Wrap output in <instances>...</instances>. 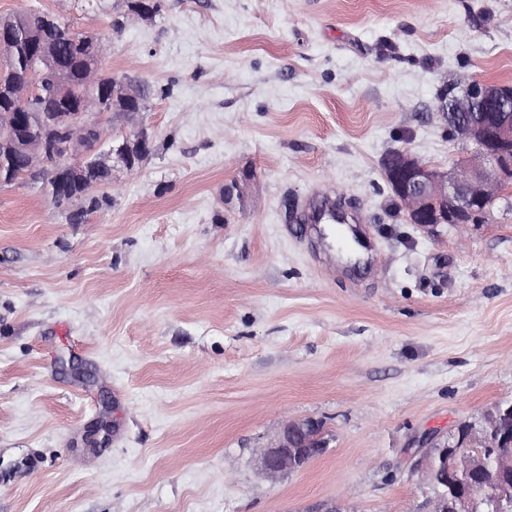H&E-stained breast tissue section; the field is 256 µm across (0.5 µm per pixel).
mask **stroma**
Instances as JSON below:
<instances>
[{
  "mask_svg": "<svg viewBox=\"0 0 512 512\" xmlns=\"http://www.w3.org/2000/svg\"><path fill=\"white\" fill-rule=\"evenodd\" d=\"M160 3L117 30L125 0H0L99 35L155 144L80 224L0 186V512H412L420 437L512 401V205L422 228L383 163L465 156L436 98L512 83V0ZM321 189L370 267L296 217ZM306 419L326 452L267 480L256 448Z\"/></svg>",
  "mask_w": 512,
  "mask_h": 512,
  "instance_id": "35a3bbf8",
  "label": "stroma"
}]
</instances>
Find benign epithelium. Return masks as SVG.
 Returning <instances> with one entry per match:
<instances>
[{"mask_svg": "<svg viewBox=\"0 0 512 512\" xmlns=\"http://www.w3.org/2000/svg\"><path fill=\"white\" fill-rule=\"evenodd\" d=\"M155 0H130L124 17L130 20H151L155 17ZM55 25L49 14L29 16L23 20L14 16L0 18V65L10 64L8 51L14 48L19 27L27 31L34 56L40 62L54 67L55 48L46 39V33ZM94 43L95 54L84 72L85 83H99L105 72L101 41L92 34L80 36ZM11 107L0 113V134L8 140L20 165L13 181L24 179L48 168L59 176L58 187L62 199L69 205L84 201L83 195L72 190V183L86 177L85 152L76 137H87L94 131L102 140L110 137L114 116H122L130 129L110 137L112 146L96 154L93 166L97 170L116 169L133 171L153 151L149 136L133 124L136 116L144 111L141 98L133 92L136 84L118 81L124 90L123 97L135 106L120 113L107 104L92 110L81 102L67 111L44 113L43 129L33 132L23 126L30 105L49 98L61 100L69 97L71 86L68 79L56 75V88L52 95L28 82H10ZM437 112L448 125V134L461 142L470 143L474 150L452 168L440 171L423 158L406 149L390 153L383 167L384 178L406 210L411 223L422 228L440 224H478L504 192L512 189V84L487 83L472 80L467 83H451L438 95ZM497 419L493 412L483 415L482 424L462 423L458 426L461 443L434 434L422 438V446L413 454L411 472L418 475L422 484L430 483L434 473L432 449H441L443 460H452L451 468L464 471H481L485 460L477 449L488 441L491 430L504 441L512 439V432L494 427ZM327 442L323 425L315 419L286 422L273 440L257 452L256 462L264 476L277 481L299 471L307 460L321 455ZM496 501L497 509L505 512L512 506V486L501 484L487 492ZM478 490L467 487L458 492L453 505L442 498L426 496L418 508L411 512H475Z\"/></svg>", "mask_w": 512, "mask_h": 512, "instance_id": "1", "label": "benign epithelium"}]
</instances>
